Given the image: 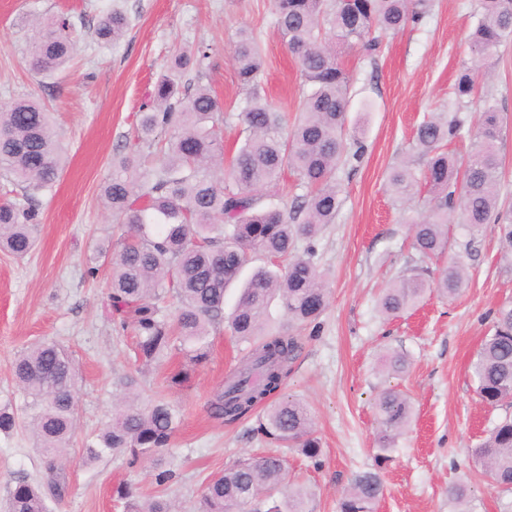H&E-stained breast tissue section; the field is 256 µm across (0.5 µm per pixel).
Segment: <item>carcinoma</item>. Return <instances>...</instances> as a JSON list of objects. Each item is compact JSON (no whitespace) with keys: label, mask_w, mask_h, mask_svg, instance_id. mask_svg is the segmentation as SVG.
<instances>
[{"label":"carcinoma","mask_w":512,"mask_h":512,"mask_svg":"<svg viewBox=\"0 0 512 512\" xmlns=\"http://www.w3.org/2000/svg\"><path fill=\"white\" fill-rule=\"evenodd\" d=\"M275 24L297 59L310 90L303 94L300 116L285 122L266 97L260 83L264 57L253 32L242 30L233 46L238 83L245 98L238 113L243 140L224 163V104L198 85L181 87L183 73L201 71L207 48L174 55L170 74L154 87L152 101L139 113L137 139L162 155L152 169L142 167L137 150L116 153L112 174L102 187L118 233V249L107 244L90 259L110 269L109 301L121 325L133 326L134 353L142 368L179 355L191 365L210 355V329L227 322L231 335L249 345L242 364L211 400L212 418L233 422L257 405H264L261 431L270 439L316 460L322 453L314 435L311 410L289 397L274 398L299 350L298 337L271 330L270 307L276 303L287 320L311 325L327 305L325 273L314 260L312 246L296 254L299 240L312 241L333 224L341 206L339 169L359 160L363 146L344 154L343 136L350 104V79L330 43L335 38L376 50L380 38L419 23L431 0H273ZM74 23L61 16L40 23L28 42L29 66L37 74L60 70L72 55ZM128 19L120 11L100 18L95 37L117 43ZM512 38V0H479V17L469 43L472 64L463 67L455 98L448 111L435 113L417 129L413 150L425 165V185L437 197L428 213L410 221L413 248L423 258H439L448 246V224H461L470 235L494 234L505 260L512 262V195L499 180L503 113L496 97L482 96V111L474 124L473 142L463 174L443 150L467 123L461 116L478 93L480 64ZM167 131L158 140V131ZM291 168L306 193L286 208L262 188ZM63 168L51 113L38 100L25 96L0 111V172L22 190V199L0 203V249L17 257L28 255L36 243L37 203L54 186ZM419 179L404 162L388 176L394 198H412ZM267 259L256 266L257 256ZM468 271L458 256L434 272L413 265L384 290L378 312L396 318L414 308L435 287L442 296H458ZM241 282L229 317H224V295ZM180 300L177 314L163 312L169 295ZM385 370L401 374L407 358L389 351L382 356ZM477 393L487 405L512 403V303L496 312L493 332L485 337L471 365ZM28 414L36 447L46 459L48 487L53 498L69 492L59 467L73 438L77 403V373L70 356L53 341L37 343L12 363ZM127 398L119 412L103 424L95 440L84 448L85 458L96 460L114 451L134 466L155 462V483L164 486L175 471L163 467L159 454L170 445L180 411L163 399L137 402L138 380L119 379ZM380 425L379 448L385 452L410 425L409 397L395 389L383 390L376 402ZM18 425L12 407L0 406V433ZM472 454L490 485L512 489V415L485 431ZM385 485L377 471L356 474L340 493L338 512H375ZM125 512H174L165 499L139 501L126 487L116 489ZM315 493L288 481L278 455L247 457L207 482L199 512H312ZM46 495L21 477L10 488L8 512H47Z\"/></svg>","instance_id":"1"}]
</instances>
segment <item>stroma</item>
<instances>
[{
	"label": "stroma",
	"instance_id": "35a3bbf8",
	"mask_svg": "<svg viewBox=\"0 0 512 512\" xmlns=\"http://www.w3.org/2000/svg\"><path fill=\"white\" fill-rule=\"evenodd\" d=\"M476 5L433 0L422 22L383 38L379 51L336 47L352 75L344 143L361 141L365 152L360 163L339 171V213L313 241L315 259L328 275V305L317 326L298 330L301 351L280 389L314 414L322 453L313 461L259 431L261 408L234 422L211 418V400L246 353L226 327L214 329L208 361L184 386L169 385L168 363L137 373L130 360L133 331L110 311L108 268L88 272L95 247L114 236L101 198L112 157L136 144L138 114L176 53L209 47L203 74L191 71L182 81L203 82L225 112L235 113L244 93L232 49L239 29H253L264 49V95L278 111L297 114L303 79L275 26L272 0H0V108L21 96L39 99L53 114L66 154L52 192L40 199L35 249L22 259L0 251V405L23 407L10 364L36 343L63 345L78 372L76 431L64 464L69 493L63 501L48 500L49 512H123L113 495L122 483L142 499L160 497L178 512H198L212 476L242 457L270 453L283 456L291 476L315 490V512H336L352 476L375 468L386 486L377 512H455L448 488L457 483L468 488L467 512H512V491L490 489L471 455L485 430L512 414L510 405L481 402L470 370L494 310L512 301V264L501 260L497 238L487 233L471 239L452 225L448 252L462 256L468 268L464 292L452 300L430 292L393 320L376 310L381 291L418 258L407 218L427 210L431 197L424 188L398 205L387 177L404 161L421 169L412 151L414 132L454 96L458 71L471 61ZM115 9L126 14L127 32L116 45L99 44L97 21ZM60 13L78 24L74 52L54 75L36 74L25 57L33 22ZM487 65L488 89L504 115L501 180L512 191V40ZM388 350L407 357L405 373L379 371ZM132 374L141 399L161 397L181 411L171 445L161 453L177 477L164 486L156 485L148 460L131 468L119 454L82 459L85 444L112 416L119 378ZM386 388L408 393L416 417L380 467L374 403ZM20 476L47 482L24 426L0 434V512Z\"/></svg>",
	"mask_w": 512,
	"mask_h": 512
}]
</instances>
